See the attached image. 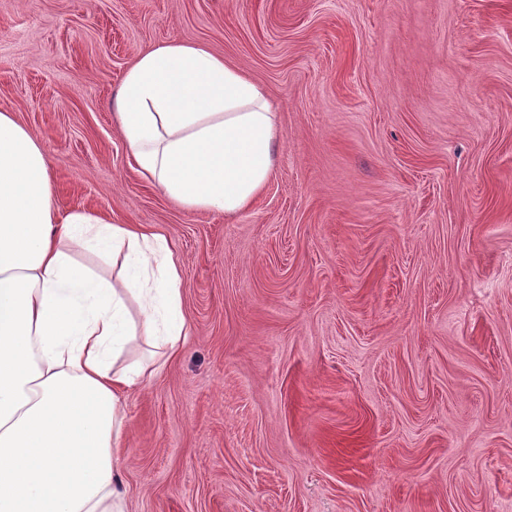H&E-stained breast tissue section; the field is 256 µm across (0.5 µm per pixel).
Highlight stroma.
<instances>
[{
  "instance_id": "35a3bbf8",
  "label": "stroma",
  "mask_w": 512,
  "mask_h": 512,
  "mask_svg": "<svg viewBox=\"0 0 512 512\" xmlns=\"http://www.w3.org/2000/svg\"><path fill=\"white\" fill-rule=\"evenodd\" d=\"M172 41L276 100L234 217L144 181L114 120ZM0 109L60 213L159 233L180 273L126 512H512V0H0Z\"/></svg>"
}]
</instances>
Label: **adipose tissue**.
<instances>
[{
	"label": "adipose tissue",
	"instance_id": "obj_1",
	"mask_svg": "<svg viewBox=\"0 0 512 512\" xmlns=\"http://www.w3.org/2000/svg\"><path fill=\"white\" fill-rule=\"evenodd\" d=\"M113 111L137 172L185 208L236 215L273 174L275 101L200 45L138 53ZM76 246L118 260L116 278ZM186 336L165 238L59 214L44 144L0 110V512H124L123 398L153 371L123 356L136 341L172 356Z\"/></svg>",
	"mask_w": 512,
	"mask_h": 512
}]
</instances>
